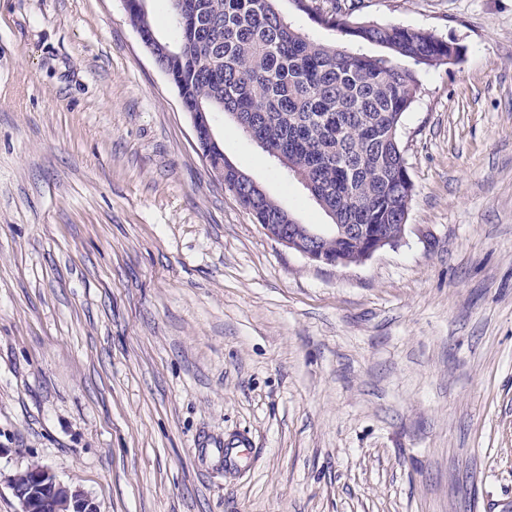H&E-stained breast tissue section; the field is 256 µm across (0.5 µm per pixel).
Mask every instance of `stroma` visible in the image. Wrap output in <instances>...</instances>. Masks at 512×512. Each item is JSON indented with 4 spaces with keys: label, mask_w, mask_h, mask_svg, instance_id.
Masks as SVG:
<instances>
[{
    "label": "stroma",
    "mask_w": 512,
    "mask_h": 512,
    "mask_svg": "<svg viewBox=\"0 0 512 512\" xmlns=\"http://www.w3.org/2000/svg\"><path fill=\"white\" fill-rule=\"evenodd\" d=\"M354 6L462 56L403 118L402 243L329 266L218 185L122 0H0V512L33 462L98 512H512V0ZM232 447L224 449V461L229 466L248 465L253 458L251 443L245 436L235 439Z\"/></svg>",
    "instance_id": "35a3bbf8"
}]
</instances>
